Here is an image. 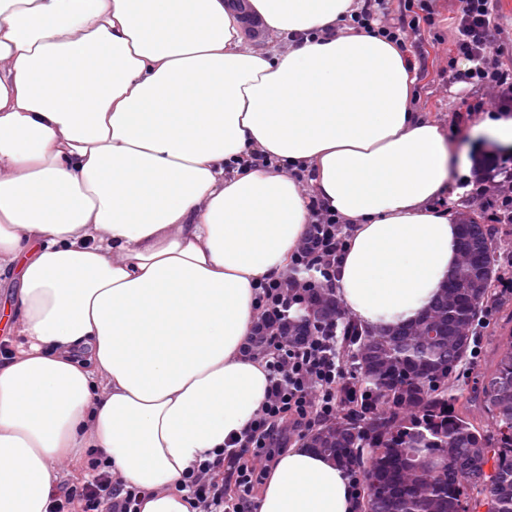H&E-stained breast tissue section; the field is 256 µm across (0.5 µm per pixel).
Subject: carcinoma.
<instances>
[{
	"instance_id": "obj_1",
	"label": "carcinoma",
	"mask_w": 512,
	"mask_h": 512,
	"mask_svg": "<svg viewBox=\"0 0 512 512\" xmlns=\"http://www.w3.org/2000/svg\"><path fill=\"white\" fill-rule=\"evenodd\" d=\"M460 263L415 323L369 332L327 297L297 311L292 337L315 323L339 329L336 347L353 365L350 408L305 442L363 481L359 512H512V330L480 369L471 403L459 405L460 368L495 292L496 246L476 219L460 221ZM320 315L305 320L307 312Z\"/></svg>"
}]
</instances>
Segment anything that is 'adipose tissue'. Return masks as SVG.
<instances>
[{
	"instance_id": "1",
	"label": "adipose tissue",
	"mask_w": 512,
	"mask_h": 512,
	"mask_svg": "<svg viewBox=\"0 0 512 512\" xmlns=\"http://www.w3.org/2000/svg\"><path fill=\"white\" fill-rule=\"evenodd\" d=\"M245 6L287 50H254L226 0H0V512H49L89 448L141 512H190L183 475L265 400L256 288L286 271L309 197L351 226L336 296L369 330L417 321L457 268L437 204L452 147L406 53L339 28L359 0ZM253 151L281 170L242 166ZM355 509L302 442L258 501Z\"/></svg>"
}]
</instances>
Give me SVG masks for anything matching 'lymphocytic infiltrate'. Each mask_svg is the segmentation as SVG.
<instances>
[{
	"label": "lymphocytic infiltrate",
	"mask_w": 512,
	"mask_h": 512,
	"mask_svg": "<svg viewBox=\"0 0 512 512\" xmlns=\"http://www.w3.org/2000/svg\"><path fill=\"white\" fill-rule=\"evenodd\" d=\"M354 27L376 28L398 47H412L425 58L421 30L436 19L426 0H366L351 18ZM501 28L492 20V0H460L448 66V83L464 82L483 92L482 112H512V70L492 55ZM306 232L291 257L290 272L260 283L259 313L247 343L265 362L269 385L265 400L240 440L211 452L181 482L191 512H253L255 488L276 455L293 436H304L318 422L340 412L339 391L347 371L336 354V326L325 323L294 343L288 338L292 307L310 306L335 288L336 263L346 231L342 219L317 199L308 202ZM91 478L52 495L49 512H140V488L116 476L103 451L91 450Z\"/></svg>",
	"instance_id": "lymphocytic-infiltrate-1"
}]
</instances>
